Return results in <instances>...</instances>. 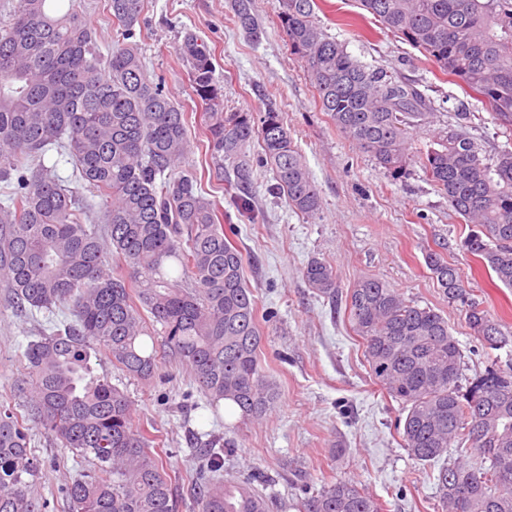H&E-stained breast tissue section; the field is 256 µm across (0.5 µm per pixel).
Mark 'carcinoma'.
<instances>
[{
	"mask_svg": "<svg viewBox=\"0 0 512 512\" xmlns=\"http://www.w3.org/2000/svg\"><path fill=\"white\" fill-rule=\"evenodd\" d=\"M12 0L0 24V283L20 312L44 313L51 326L23 353L26 374L14 385L19 410H0V512H44L32 492L40 463L30 430L89 459L91 467L59 488L69 512H175L162 458L151 432L135 425L132 404L110 379L94 372L91 351L142 381L158 376L164 355L186 366L213 412L239 423L257 421L277 393L259 355L257 301L245 278L235 224L219 222L216 202L189 176H173L190 151L183 112L144 74L133 42L143 0H109L122 41L102 55L96 33L76 0ZM280 26L306 64L321 109L394 180L410 175V128L429 116L431 102L408 83L368 69L315 22L316 0H282ZM372 20L417 49L439 72L512 131V0H356ZM236 23L252 39L262 28L252 0H234ZM189 65L192 92L205 106L202 134L219 162L231 164L245 195L252 165L246 146L258 137V163L272 167L273 190L296 211L315 214L321 198L276 109L255 118L224 111L212 55L194 34L178 47ZM419 164L470 225L466 251L512 288V152L485 163L455 113ZM65 150L74 178L63 181L44 163ZM102 199L92 218L81 189ZM425 264L448 301L461 304L473 336L486 348L512 344V327L471 297L468 279L440 250ZM309 288L336 303V271L311 259ZM347 318L364 344L374 383L401 403L404 448L412 459L448 456L436 497L443 512H512V367L463 374L461 349L448 320L419 307L377 278L355 283ZM70 322H55L58 309ZM220 437L198 449L192 496L198 512H272L276 502L254 483L260 473L224 479ZM297 512H383L354 484L338 480L295 503Z\"/></svg>",
	"mask_w": 512,
	"mask_h": 512,
	"instance_id": "cac0c4a2",
	"label": "carcinoma"
}]
</instances>
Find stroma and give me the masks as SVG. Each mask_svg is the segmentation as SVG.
<instances>
[{
    "label": "stroma",
    "instance_id": "35a3bbf8",
    "mask_svg": "<svg viewBox=\"0 0 512 512\" xmlns=\"http://www.w3.org/2000/svg\"><path fill=\"white\" fill-rule=\"evenodd\" d=\"M253 10L263 28L257 40L237 26L232 0H145L135 41L148 79L162 82L184 114L192 148L179 173L195 177L225 223L240 228L246 279L261 314L260 356L278 397L262 421L241 426L233 417L215 418L189 371L173 359H164L151 383L125 376L103 354L92 365L134 402L135 419L155 435L166 473L180 474L176 512H197L187 478L197 464L196 439L208 434L234 443L224 456L225 477L270 473L276 482L266 493L274 498L292 503L304 490L343 479L378 498L386 512H438L439 463L409 457L398 427L400 403L374 384L344 307L313 293L301 270L311 258L324 259L336 270L340 294L373 277L406 300L439 312L459 343L469 377L495 364L512 366V351L485 348L472 335L461 305L448 302L431 277L425 253L444 248L449 262L468 278L474 298L511 325L512 288L495 286L478 258L464 250L468 225L454 216L422 171L392 180L321 110L305 63L293 54L280 26L282 0H253ZM359 13L354 0H317L315 10L317 23L361 65L407 79L431 100L432 119L411 129L408 139L410 154L421 156L454 122L467 97L418 50L377 33ZM189 33L214 56L227 110L260 114L271 106L280 112L320 190L316 214L302 215L284 196L269 193L273 173L260 165L249 193L254 209L237 211L228 173L211 158L200 134L202 108L178 51ZM464 131L486 159L495 158L507 142L485 111ZM4 294L0 284V406H11L14 382L24 373L22 354L40 321L16 313L4 303ZM30 446L43 462L35 495L47 500V512H68L57 489L80 473L79 457L37 429Z\"/></svg>",
    "mask_w": 512,
    "mask_h": 512
}]
</instances>
